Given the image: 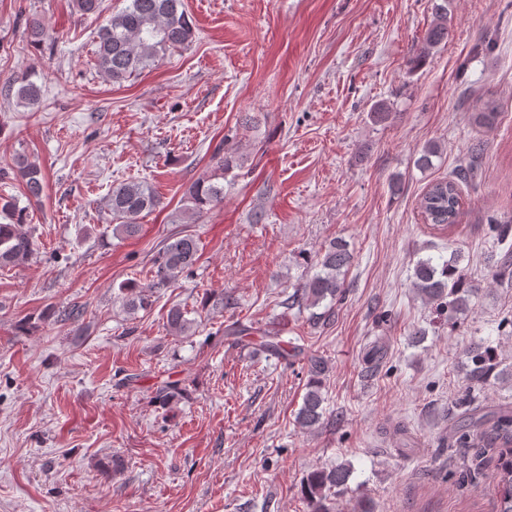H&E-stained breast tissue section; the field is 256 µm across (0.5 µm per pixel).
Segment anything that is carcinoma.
Instances as JSON below:
<instances>
[{"label":"carcinoma","instance_id":"carcinoma-1","mask_svg":"<svg viewBox=\"0 0 512 512\" xmlns=\"http://www.w3.org/2000/svg\"><path fill=\"white\" fill-rule=\"evenodd\" d=\"M436 19L426 31L425 43L436 47L448 40V0L434 7ZM26 28L30 42L35 45L54 44L52 36L42 20L36 16L27 18ZM195 37L194 25L184 6V0H130L123 10L112 14L98 29L95 49L96 67L106 79L120 84L155 63L169 50L188 47ZM5 94L14 95L17 103L34 106L40 102L41 87L25 75L7 82ZM498 119L497 105L489 99L483 106L473 109V120L479 125L492 126ZM474 148L468 164L459 169L456 178L430 182L419 200V209L425 223L444 230L458 222L461 192L459 183L473 173L477 152ZM213 169L194 181L185 193L190 206L186 212L200 214L205 209L224 200V172L230 170L235 157L213 154ZM15 168L25 184V194L30 201H40L44 191V178L40 168L23 156L14 160ZM157 204L151 186L140 181H130L114 189L109 197V207L117 229L131 237L139 233V220L143 212ZM0 268L12 266L32 255L33 240L24 229L26 208L6 202L0 206ZM489 230L496 244L502 245L512 234V220L488 217ZM199 243L191 234L177 235L168 240L154 262L151 288L126 289L128 311L148 310L154 303L152 289L165 287L182 273L190 270L198 259ZM353 262V253L339 240L329 244L318 261L320 271L291 296L292 304L314 308L326 304V312L344 293V275ZM414 286L425 301L448 309L453 318L469 307V297L475 288L469 285L459 264L444 260L434 262L431 257L418 260L414 267ZM167 325L171 332L180 335L190 328L185 312L178 307L168 311ZM471 366L468 379L484 382L496 369L493 356L477 344L467 351ZM326 361L314 355L308 359L310 379L303 402L296 414L298 424L312 430L323 419V376ZM460 406L471 413L472 432L463 435L464 444L470 448H482L488 442L501 449L502 464L498 468V512H512V409H500L491 414H480L462 399ZM352 473L351 466L340 464L328 470L312 471L305 484V494L313 512H329L328 495L333 490L347 487Z\"/></svg>","mask_w":512,"mask_h":512}]
</instances>
